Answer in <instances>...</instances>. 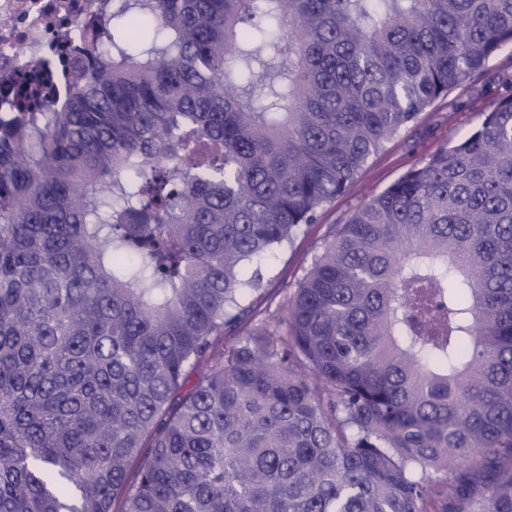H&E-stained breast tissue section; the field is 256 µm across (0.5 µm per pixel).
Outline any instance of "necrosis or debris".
Segmentation results:
<instances>
[{"instance_id":"obj_1","label":"necrosis or debris","mask_w":512,"mask_h":512,"mask_svg":"<svg viewBox=\"0 0 512 512\" xmlns=\"http://www.w3.org/2000/svg\"><path fill=\"white\" fill-rule=\"evenodd\" d=\"M108 0H0V78L40 64L63 106L72 85L59 51L67 37L93 32Z\"/></svg>"}]
</instances>
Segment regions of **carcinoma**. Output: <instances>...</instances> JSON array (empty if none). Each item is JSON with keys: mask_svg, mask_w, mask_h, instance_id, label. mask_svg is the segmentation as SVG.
Returning a JSON list of instances; mask_svg holds the SVG:
<instances>
[{"mask_svg": "<svg viewBox=\"0 0 512 512\" xmlns=\"http://www.w3.org/2000/svg\"><path fill=\"white\" fill-rule=\"evenodd\" d=\"M0 122V512H512V98L336 227L512 0H112ZM448 474L441 488L429 471ZM512 97V45L497 51L485 66L460 86L438 100L417 120L372 155L355 181L336 199L317 212L313 224L301 227L293 241L250 263L261 273L259 289L243 303L256 316L239 332L224 334L219 345L234 344L238 336L263 335L280 316L287 297L298 287L322 246L330 240L337 224L373 196L383 192L408 170L426 162L439 149L468 135L493 103ZM452 101V105H448ZM274 315V316H273Z\"/></svg>", "mask_w": 512, "mask_h": 512, "instance_id": "1", "label": "carcinoma"}]
</instances>
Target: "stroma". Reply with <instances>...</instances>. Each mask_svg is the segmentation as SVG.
Listing matches in <instances>:
<instances>
[{"label": "stroma", "mask_w": 512, "mask_h": 512, "mask_svg": "<svg viewBox=\"0 0 512 512\" xmlns=\"http://www.w3.org/2000/svg\"><path fill=\"white\" fill-rule=\"evenodd\" d=\"M512 97V45L497 51L485 66L451 90L447 99L428 107L417 120L372 155L355 181L319 209L314 223L301 227L293 241L253 260L261 273L258 290L246 304L255 315L237 333L224 335L221 346L234 344L242 333L265 334L280 315L289 295L337 225L373 196L383 192L408 170L426 162L439 149L468 135L493 103Z\"/></svg>", "instance_id": "obj_1"}]
</instances>
